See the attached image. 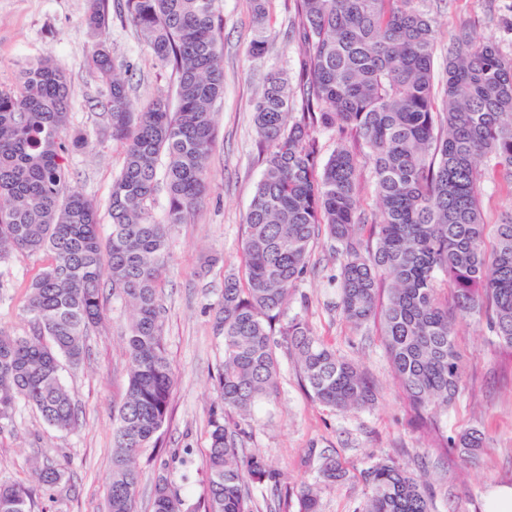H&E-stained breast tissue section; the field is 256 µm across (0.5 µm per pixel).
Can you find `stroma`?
<instances>
[{
  "label": "stroma",
  "instance_id": "1",
  "mask_svg": "<svg viewBox=\"0 0 512 512\" xmlns=\"http://www.w3.org/2000/svg\"><path fill=\"white\" fill-rule=\"evenodd\" d=\"M290 3L266 0V19L260 24L251 0L222 2L224 98L215 115L212 182L185 223L170 229V258L159 294L176 384L160 432L162 448L146 449L141 456L144 477L136 512H152L153 479L162 469L169 471L190 508L203 503L211 423L217 419L231 425L238 420L236 414L214 412L213 377L224 348L213 325L224 274L241 266L245 216L263 170L254 103L267 74L297 80L301 50L289 33ZM418 6L437 23L435 69L444 66L449 33L461 28L478 40L495 41L512 55V0H418ZM85 9L86 0H0V86L12 85L31 60L53 55L70 80V125L83 130L89 140L84 151L68 157L72 184L103 204L122 167L125 146L100 133L103 117L96 103L106 86L89 65L92 40L81 24ZM260 31L266 35V50L255 60L249 48ZM105 38L124 63L136 107H146L158 91H172L171 69L158 66L119 16H111ZM48 262L47 255L28 253L0 260V330L16 335L28 331L23 311L27 287ZM339 294L340 259L326 237H318L288 312L301 316L337 356L367 371L377 389L375 405L341 411L315 401L282 347L277 351L278 392L245 425L244 447L260 451L280 472L278 493L286 498L288 512H297V490L313 479L316 460L324 451L336 456L347 477L323 488L321 512H360L367 489L359 473L386 457L424 478L435 512H485L490 490L512 485V349L499 344L484 317H469L458 327L466 389L439 412L438 422L451 439L470 429L484 433L485 448L479 463L473 464L455 448L437 445L419 428L380 344L377 323H348L339 309ZM106 309L104 326L90 336L89 361L61 371L80 407L81 427L56 430L23 404L12 422L0 427V482H30L32 459L38 454L67 464V482L39 492V512H106L112 408L125 391L123 336L129 317L118 301L108 300Z\"/></svg>",
  "mask_w": 512,
  "mask_h": 512
}]
</instances>
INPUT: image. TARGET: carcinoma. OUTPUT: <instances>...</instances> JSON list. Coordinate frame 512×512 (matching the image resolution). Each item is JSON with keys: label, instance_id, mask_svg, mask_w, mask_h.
Instances as JSON below:
<instances>
[{"label": "carcinoma", "instance_id": "carcinoma-1", "mask_svg": "<svg viewBox=\"0 0 512 512\" xmlns=\"http://www.w3.org/2000/svg\"><path fill=\"white\" fill-rule=\"evenodd\" d=\"M416 0H294L292 33L302 48L298 92L272 74L254 107L264 169L246 216L242 274L224 276L215 331L224 360L215 377L220 410L246 421L277 390L283 345L312 397L340 410L374 405L367 373L340 358L299 316L287 317L310 245L325 232L342 259L340 310L361 326L377 321L405 398L425 424L459 394L463 368L457 326L482 315L512 348V213L486 221L480 193L497 176L512 187V56L460 30L436 78L438 31ZM222 0H86L83 24L96 34L115 10L176 75L142 110L132 104L123 64L99 42L91 67L108 91L101 134L125 144L107 202L71 186L67 156L88 136L69 129L70 85L52 56L27 64L0 86V260L46 252L29 287L25 336L0 330V422L19 403L59 430L80 425L61 378L63 364L90 357L91 333L105 320L104 292L130 310L124 336L127 384L112 413V476L107 512H135L140 456L156 446L175 377L165 347L160 283L170 226L185 218L211 183L207 159L214 114L224 97ZM350 131L327 160L320 131ZM371 164L379 215L358 209L362 168ZM164 191L165 223L149 202ZM452 288L451 296L441 290ZM245 431L212 422L203 512H253V492L278 490L265 457L241 447ZM485 435L465 432L453 447L475 461ZM40 486L53 490L66 468L35 458ZM320 481L297 492L298 512H320L323 487L346 476L331 454L318 457ZM360 512H434L408 467L381 458L361 472ZM36 497L0 483V512H35ZM153 512H186L169 474L153 482Z\"/></svg>", "mask_w": 512, "mask_h": 512}]
</instances>
